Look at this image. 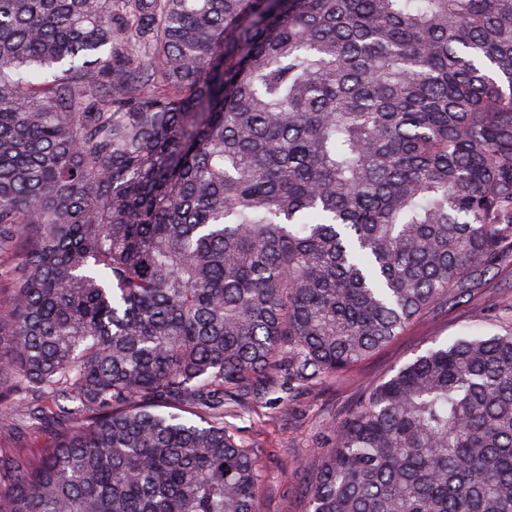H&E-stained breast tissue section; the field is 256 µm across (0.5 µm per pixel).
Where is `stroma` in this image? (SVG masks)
Wrapping results in <instances>:
<instances>
[{
  "label": "stroma",
  "instance_id": "stroma-1",
  "mask_svg": "<svg viewBox=\"0 0 512 512\" xmlns=\"http://www.w3.org/2000/svg\"><path fill=\"white\" fill-rule=\"evenodd\" d=\"M512 325V266L490 272L472 297L425 314L391 343L344 374L280 387L254 402L253 412L227 417L247 444L258 448L263 480L255 512H308L309 482L331 446L334 427L372 386L388 380L424 349L471 334L492 335Z\"/></svg>",
  "mask_w": 512,
  "mask_h": 512
}]
</instances>
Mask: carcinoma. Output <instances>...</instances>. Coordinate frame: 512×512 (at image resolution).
Segmentation results:
<instances>
[{
	"mask_svg": "<svg viewBox=\"0 0 512 512\" xmlns=\"http://www.w3.org/2000/svg\"><path fill=\"white\" fill-rule=\"evenodd\" d=\"M512 262V0H0V512H253L224 422ZM309 512H512V328L351 407ZM25 436L26 440L31 444L34 440V434L21 422H14L11 425L0 424V446L12 447L16 445L18 440Z\"/></svg>",
	"mask_w": 512,
	"mask_h": 512,
	"instance_id": "obj_1",
	"label": "carcinoma"
}]
</instances>
